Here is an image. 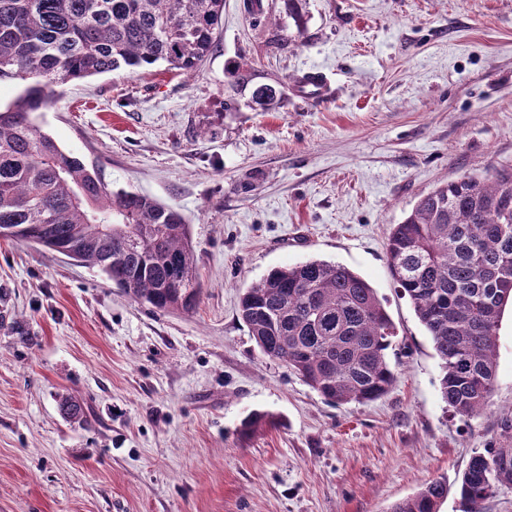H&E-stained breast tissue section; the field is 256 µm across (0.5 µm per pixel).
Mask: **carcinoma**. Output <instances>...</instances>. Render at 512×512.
<instances>
[{"instance_id":"cac0c4a2","label":"carcinoma","mask_w":512,"mask_h":512,"mask_svg":"<svg viewBox=\"0 0 512 512\" xmlns=\"http://www.w3.org/2000/svg\"><path fill=\"white\" fill-rule=\"evenodd\" d=\"M224 0H0V80L26 82L0 108V234L99 267L159 311L199 301L194 247L183 215L114 190L99 169L61 149L31 115L74 79L160 61L186 74L213 52ZM108 225L107 230L99 225ZM390 271L431 336L440 393L463 420L483 412L497 383V329L512 304V166L464 174L420 197L387 241ZM239 315L261 352L327 402L364 404L396 382L387 351L394 324L370 284L319 259L276 267L246 288ZM274 423L252 412L241 433ZM512 486V435L474 452L459 482L468 512ZM435 479L389 512H440Z\"/></svg>"}]
</instances>
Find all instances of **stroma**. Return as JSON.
<instances>
[{
	"instance_id": "1",
	"label": "stroma",
	"mask_w": 512,
	"mask_h": 512,
	"mask_svg": "<svg viewBox=\"0 0 512 512\" xmlns=\"http://www.w3.org/2000/svg\"><path fill=\"white\" fill-rule=\"evenodd\" d=\"M244 2L224 0L195 73L74 80L33 115L113 189L183 215L201 293L159 311L99 268L0 239V512H388L441 477L442 512H463L459 478L512 420V308L490 404L462 420L386 255L421 196L512 165V0ZM315 68L329 88L312 99L297 81ZM262 85L285 98L257 103ZM312 258L360 274L396 327L381 399L327 403L239 316L245 288ZM254 411L279 423L241 437Z\"/></svg>"
}]
</instances>
